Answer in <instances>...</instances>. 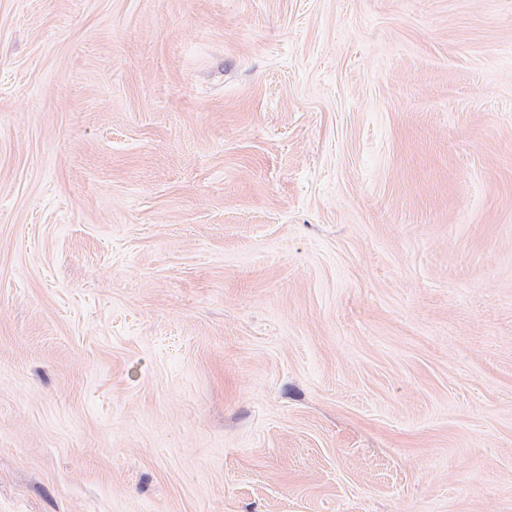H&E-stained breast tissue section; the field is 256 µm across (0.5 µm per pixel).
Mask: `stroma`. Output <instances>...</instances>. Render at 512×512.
I'll list each match as a JSON object with an SVG mask.
<instances>
[{
  "instance_id": "1",
  "label": "stroma",
  "mask_w": 512,
  "mask_h": 512,
  "mask_svg": "<svg viewBox=\"0 0 512 512\" xmlns=\"http://www.w3.org/2000/svg\"><path fill=\"white\" fill-rule=\"evenodd\" d=\"M0 512H512V0H0Z\"/></svg>"
}]
</instances>
